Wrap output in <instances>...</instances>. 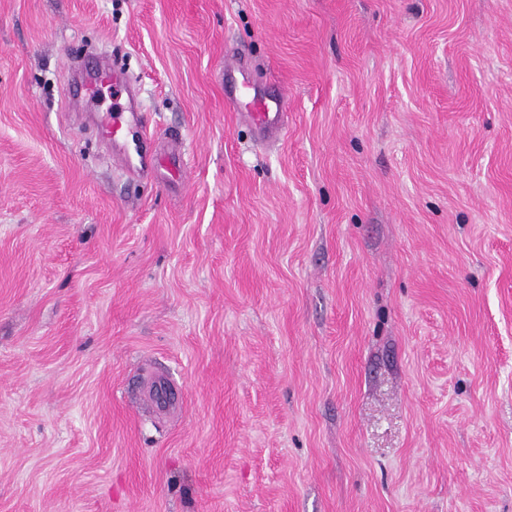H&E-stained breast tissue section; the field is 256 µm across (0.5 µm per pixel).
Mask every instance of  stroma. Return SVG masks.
Here are the masks:
<instances>
[{
    "label": "stroma",
    "instance_id": "obj_1",
    "mask_svg": "<svg viewBox=\"0 0 512 512\" xmlns=\"http://www.w3.org/2000/svg\"><path fill=\"white\" fill-rule=\"evenodd\" d=\"M0 512H512V0H0ZM88 73V72H87ZM89 85L77 87L74 95L85 91L94 94L99 84L106 81L121 84L126 93L123 103L119 99L112 102V112L106 114L103 121V133L118 145V150L112 155V160L119 162L127 172L144 175L151 172L158 161L154 143L142 132L141 106L137 99V91L130 87L131 80L128 76L123 78L116 74L113 67L112 75L97 64L96 70L91 74ZM133 159L135 162H133ZM249 87L245 80L240 82L238 92H226L225 103L234 110L238 111L242 101H246L248 112H240L246 121L253 127L258 139L264 140L272 137L282 131L285 125V119L288 112H284V99L265 100L248 94Z\"/></svg>",
    "mask_w": 512,
    "mask_h": 512
}]
</instances>
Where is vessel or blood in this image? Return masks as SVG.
<instances>
[{
    "label": "vessel or blood",
    "instance_id": "obj_1",
    "mask_svg": "<svg viewBox=\"0 0 512 512\" xmlns=\"http://www.w3.org/2000/svg\"><path fill=\"white\" fill-rule=\"evenodd\" d=\"M125 88L124 102H113L111 112L103 121L104 134L117 144L112 155L127 172L144 175L151 172L158 161L154 144L142 132L141 106L130 78H121ZM247 83H240L237 91L226 93L225 103L232 110H243L246 121L253 127L258 139L272 137L282 131L286 114L283 99L265 100L248 94Z\"/></svg>",
    "mask_w": 512,
    "mask_h": 512
}]
</instances>
